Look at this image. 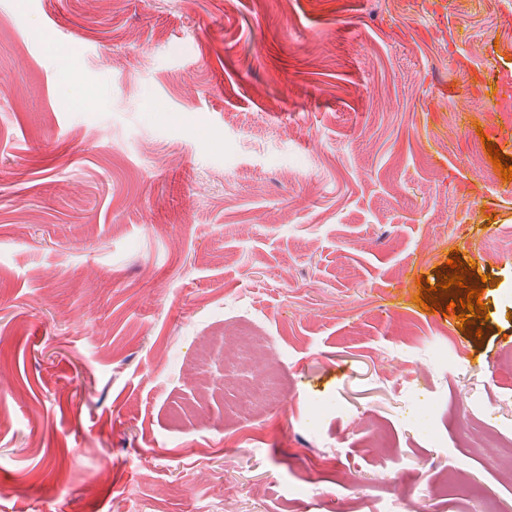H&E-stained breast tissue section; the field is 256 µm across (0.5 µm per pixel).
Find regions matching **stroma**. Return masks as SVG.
Listing matches in <instances>:
<instances>
[{
  "label": "stroma",
  "mask_w": 512,
  "mask_h": 512,
  "mask_svg": "<svg viewBox=\"0 0 512 512\" xmlns=\"http://www.w3.org/2000/svg\"><path fill=\"white\" fill-rule=\"evenodd\" d=\"M492 55L512 0H0V512H512ZM240 319L260 417L185 371ZM274 364V357L272 349L268 346L266 351L259 358L261 379L259 383L260 391L265 393V406L268 409L270 406L276 405L280 402V393L275 388V383L272 377V369Z\"/></svg>",
  "instance_id": "35a3bbf8"
}]
</instances>
